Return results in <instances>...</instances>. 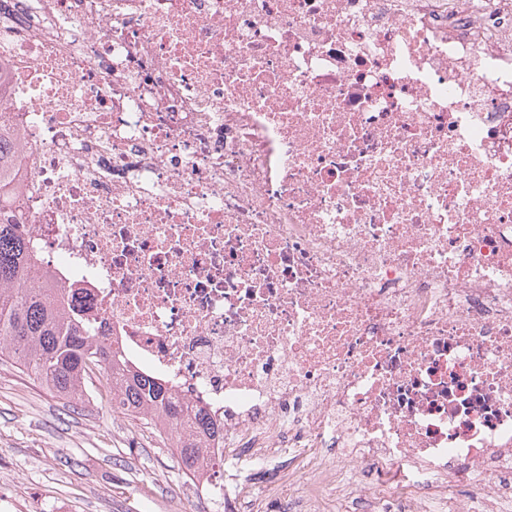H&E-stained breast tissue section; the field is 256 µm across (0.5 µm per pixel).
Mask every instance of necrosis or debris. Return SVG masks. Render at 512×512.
Returning a JSON list of instances; mask_svg holds the SVG:
<instances>
[{"label": "necrosis or debris", "instance_id": "1", "mask_svg": "<svg viewBox=\"0 0 512 512\" xmlns=\"http://www.w3.org/2000/svg\"><path fill=\"white\" fill-rule=\"evenodd\" d=\"M420 2L8 0L21 221L201 505L512 512V13Z\"/></svg>", "mask_w": 512, "mask_h": 512}]
</instances>
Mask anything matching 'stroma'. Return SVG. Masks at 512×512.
Segmentation results:
<instances>
[{
    "label": "stroma",
    "mask_w": 512,
    "mask_h": 512,
    "mask_svg": "<svg viewBox=\"0 0 512 512\" xmlns=\"http://www.w3.org/2000/svg\"><path fill=\"white\" fill-rule=\"evenodd\" d=\"M175 449L97 398L65 404L0 362V498L27 512H190Z\"/></svg>",
    "instance_id": "stroma-1"
}]
</instances>
